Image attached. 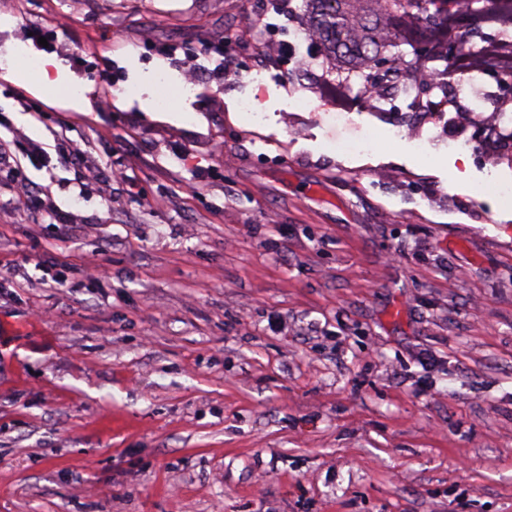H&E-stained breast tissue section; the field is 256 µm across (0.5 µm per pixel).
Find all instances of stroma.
<instances>
[{
	"label": "stroma",
	"instance_id": "1",
	"mask_svg": "<svg viewBox=\"0 0 512 512\" xmlns=\"http://www.w3.org/2000/svg\"><path fill=\"white\" fill-rule=\"evenodd\" d=\"M275 2L0 0V512H512V149L321 123Z\"/></svg>",
	"mask_w": 512,
	"mask_h": 512
}]
</instances>
